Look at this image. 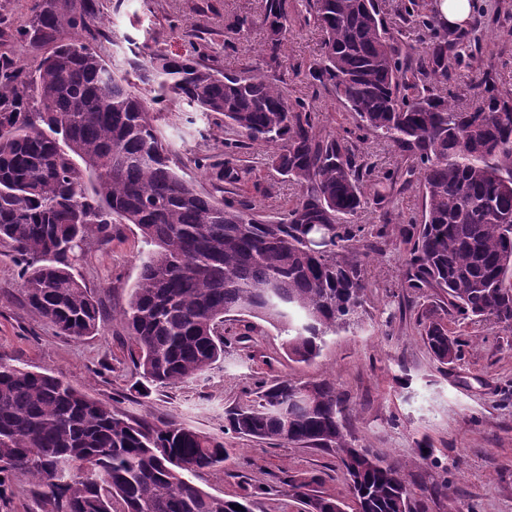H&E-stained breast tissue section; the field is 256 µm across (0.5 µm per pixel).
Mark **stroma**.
I'll use <instances>...</instances> for the list:
<instances>
[{
  "label": "stroma",
  "mask_w": 512,
  "mask_h": 512,
  "mask_svg": "<svg viewBox=\"0 0 512 512\" xmlns=\"http://www.w3.org/2000/svg\"><path fill=\"white\" fill-rule=\"evenodd\" d=\"M105 32L102 54L128 69L132 60L153 49L169 54L192 50L205 65L239 74L261 67L302 99L327 134L354 129L356 122L335 95L309 79L319 58L322 34L305 19L297 0H288V43L277 64L267 65L264 0H98ZM484 9L481 34L472 58L456 68L448 95L461 106L476 103L484 80L497 78L512 89V0H477ZM32 0H0V58H21L34 71L47 54L44 44L19 45L16 32L26 23ZM253 21L236 34L238 17ZM159 127L176 151L182 175L204 193L243 201L269 219H277L298 196L271 166V149L233 138L218 117H204L182 101L164 103ZM358 148L373 167V179L394 174L386 200L368 205L357 221L386 225L376 251L360 256L368 283L358 323L327 336L319 356L305 364L288 359L283 335L265 323L247 329L224 325V357L205 374L174 387L136 391L140 380L130 356V340L113 312L125 307L139 274L143 247L138 229L113 225L107 238L91 242L75 266L105 317L100 331L74 340L35 314L22 292L19 269L8 248L0 246V359L33 371L51 370L87 396L111 404L136 419H177L198 431L223 436L236 450L232 462L207 471L197 483L228 499L252 491L253 512H300L282 480L314 478L318 494L347 499L344 476L333 453L316 448L256 441L226 430L224 414L252 404L258 386L288 377L308 381L332 378L354 407L351 430L360 447L386 452L403 468L420 512H512V331L491 320L474 322L450 313L448 326L466 340L460 360L437 362L419 334V321L434 297L402 288L405 272L401 231L420 218L422 197L412 171L413 158L395 153L384 140L367 137ZM212 166L243 170L240 182L219 184L197 159ZM433 455L421 460L420 445Z\"/></svg>",
  "instance_id": "35a3bbf8"
}]
</instances>
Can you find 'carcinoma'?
Here are the masks:
<instances>
[{
	"label": "carcinoma",
	"instance_id": "1",
	"mask_svg": "<svg viewBox=\"0 0 512 512\" xmlns=\"http://www.w3.org/2000/svg\"><path fill=\"white\" fill-rule=\"evenodd\" d=\"M302 6L324 35L309 76L359 130L418 162L422 219L403 229V287L442 303L425 315L422 335L449 365L461 344L442 313L512 330V92L489 78L475 105L448 99V59L466 63L479 38L441 26L424 0L397 6L394 35L381 0ZM263 22L275 64L288 41V0H265ZM101 24L97 0H34L17 39L50 44V54L25 82L15 59H0V242L27 303L63 336L98 333L100 306L72 269L92 238L133 224L144 247L119 317L141 396L210 370L224 356L231 315L278 328L289 359L314 360L326 336L358 318L368 288L358 255L384 237L353 222L381 200L366 190L372 166L260 70L229 76L191 54L151 51L142 67L162 95L271 147L272 166L301 194L263 220L245 203L198 191L173 164L155 100L101 54ZM414 27L430 34L415 59L396 46ZM348 412L336 383L284 378L227 421L238 435L334 452L355 512H414L400 465L356 446ZM230 458L220 437L177 420L135 421L48 371L0 360V502L30 483L41 512H252L253 494L226 499L193 480ZM312 484L288 480L302 512H345Z\"/></svg>",
	"mask_w": 512,
	"mask_h": 512
}]
</instances>
